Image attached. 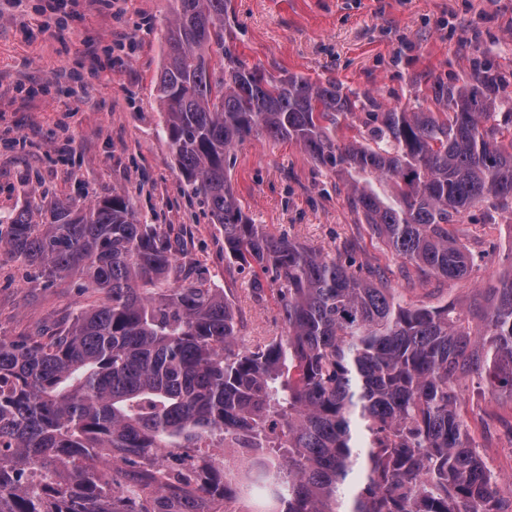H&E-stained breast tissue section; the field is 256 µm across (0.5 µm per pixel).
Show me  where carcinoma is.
<instances>
[{
	"mask_svg": "<svg viewBox=\"0 0 512 512\" xmlns=\"http://www.w3.org/2000/svg\"><path fill=\"white\" fill-rule=\"evenodd\" d=\"M156 78L179 171L224 230V261L275 285L283 330L239 343L232 301L180 260L130 196L35 195L0 246L50 286L86 277L107 301L47 343L0 340V512H202L252 479V512H512L484 463L459 384L512 393V245L468 300L405 302L355 258L252 224L231 152L262 135L340 176L371 235L424 273L462 280L477 255L449 229L489 203L512 210V112L501 78L430 85L432 107L386 110L334 80L249 67L224 37L226 0H171ZM365 112L366 134L348 135ZM236 449L244 476L192 462Z\"/></svg>",
	"mask_w": 512,
	"mask_h": 512,
	"instance_id": "cac0c4a2",
	"label": "carcinoma"
}]
</instances>
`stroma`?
<instances>
[{
	"instance_id": "obj_1",
	"label": "stroma",
	"mask_w": 512,
	"mask_h": 512,
	"mask_svg": "<svg viewBox=\"0 0 512 512\" xmlns=\"http://www.w3.org/2000/svg\"><path fill=\"white\" fill-rule=\"evenodd\" d=\"M0 0V217L32 192L89 202L112 191L132 198L142 223L178 237V251L235 301L240 336L252 346L280 334L282 321L254 269L224 261V232L180 176L161 126L156 76L164 62L169 0ZM226 37L248 65L314 82L334 80L383 108H418L434 80L462 81L487 68L512 91V0H230ZM229 176L253 223L308 249L350 251L404 300L437 305L472 294L502 267L512 214L481 204L454 225L485 227L469 278L428 275L392 255L357 221L335 173L292 142L253 137L238 145ZM103 294L74 276L45 285L0 249V338L48 340ZM470 433L512 480V397L467 386Z\"/></svg>"
}]
</instances>
